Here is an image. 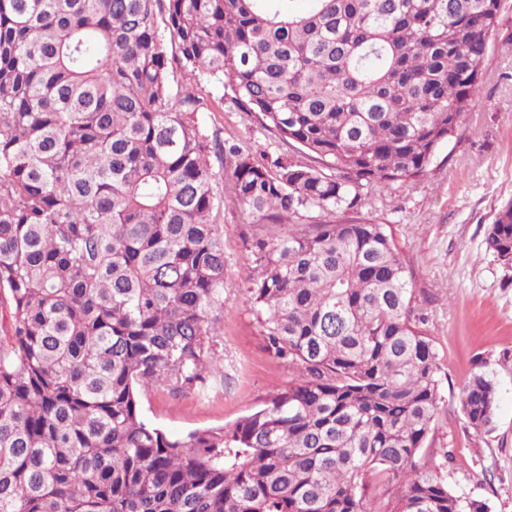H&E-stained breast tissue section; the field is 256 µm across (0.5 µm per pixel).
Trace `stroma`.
<instances>
[{"label":"stroma","instance_id":"obj_1","mask_svg":"<svg viewBox=\"0 0 512 512\" xmlns=\"http://www.w3.org/2000/svg\"><path fill=\"white\" fill-rule=\"evenodd\" d=\"M484 69L475 105L423 176L376 184L332 219L386 225L412 272L414 313L438 353L442 396L418 464L441 466L449 488L485 503L487 512H512V262L485 244L489 224L512 203V0L502 2ZM174 82L192 85L208 133L251 160L298 158L275 131L234 106L221 84L182 68ZM217 221L224 233V378L204 396L158 389L140 399L145 421L173 435L234 422L297 375L269 351L244 275L264 227L230 203ZM480 372L494 382L497 401L490 429L478 434L459 399Z\"/></svg>","mask_w":512,"mask_h":512}]
</instances>
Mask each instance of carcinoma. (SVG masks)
<instances>
[{"label":"carcinoma","mask_w":512,"mask_h":512,"mask_svg":"<svg viewBox=\"0 0 512 512\" xmlns=\"http://www.w3.org/2000/svg\"><path fill=\"white\" fill-rule=\"evenodd\" d=\"M308 2L0 0V512H486L417 467L439 359L384 224L256 239L250 298L297 378L229 425L142 418L140 392L224 373V200L276 224L423 175L476 102L502 6ZM166 34L305 160L208 135ZM485 242L512 261V203ZM495 406L475 375L474 431Z\"/></svg>","instance_id":"1"}]
</instances>
